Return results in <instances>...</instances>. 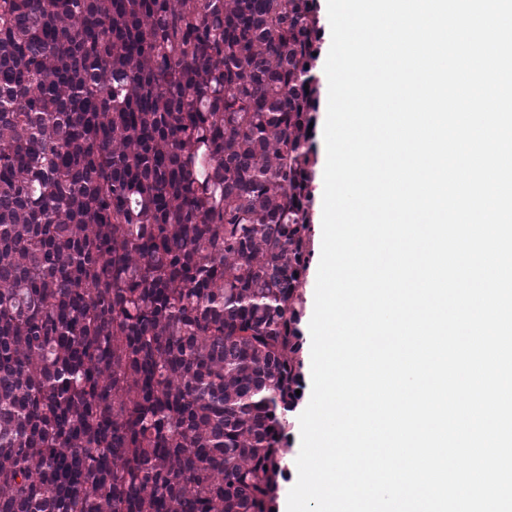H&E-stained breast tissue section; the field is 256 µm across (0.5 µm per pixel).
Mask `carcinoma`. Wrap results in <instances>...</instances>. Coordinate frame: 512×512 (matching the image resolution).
<instances>
[{
  "mask_svg": "<svg viewBox=\"0 0 512 512\" xmlns=\"http://www.w3.org/2000/svg\"><path fill=\"white\" fill-rule=\"evenodd\" d=\"M317 0H0V512H274Z\"/></svg>",
  "mask_w": 512,
  "mask_h": 512,
  "instance_id": "1",
  "label": "carcinoma"
}]
</instances>
